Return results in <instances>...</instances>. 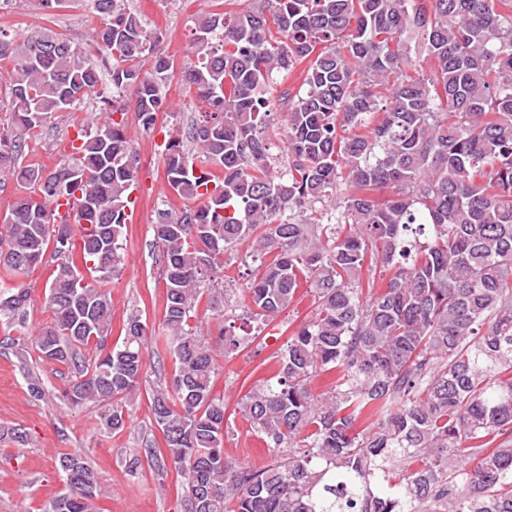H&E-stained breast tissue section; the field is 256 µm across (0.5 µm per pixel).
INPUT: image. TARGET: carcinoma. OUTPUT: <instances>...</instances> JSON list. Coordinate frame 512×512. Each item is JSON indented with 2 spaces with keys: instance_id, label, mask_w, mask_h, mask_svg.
Segmentation results:
<instances>
[{
  "instance_id": "1",
  "label": "carcinoma",
  "mask_w": 512,
  "mask_h": 512,
  "mask_svg": "<svg viewBox=\"0 0 512 512\" xmlns=\"http://www.w3.org/2000/svg\"><path fill=\"white\" fill-rule=\"evenodd\" d=\"M87 2L100 21L91 52L51 28L21 42L0 28V60L14 63L0 78L11 124L0 176L28 189L0 232V268L19 281L0 286V318L16 321L18 353L32 343L72 370L67 405L99 404L116 430L138 394L145 325L131 316L106 347L104 285L124 263L139 172L114 115L130 91L153 129L174 62L128 0ZM192 49L181 79L204 114L176 129L164 158L184 207L153 225L175 371L152 410L184 512H512V0H257L200 15ZM304 61V92L273 95L274 75ZM91 97L105 121L54 170L22 163L23 136ZM283 108L275 170L270 116ZM61 238L64 252L48 250ZM243 243L260 260L239 294L247 319L279 313L305 283L317 302L279 371L241 399L274 452L259 468L224 457L216 362L191 324L206 291L226 319V293L205 289V274ZM47 254L52 322L31 339L21 280ZM379 268L385 287L366 297ZM93 340L101 354L87 364L79 348ZM324 371L336 384L316 396ZM365 415L372 432L355 430ZM59 463L65 491L44 512H95L103 490L87 459Z\"/></svg>"
}]
</instances>
